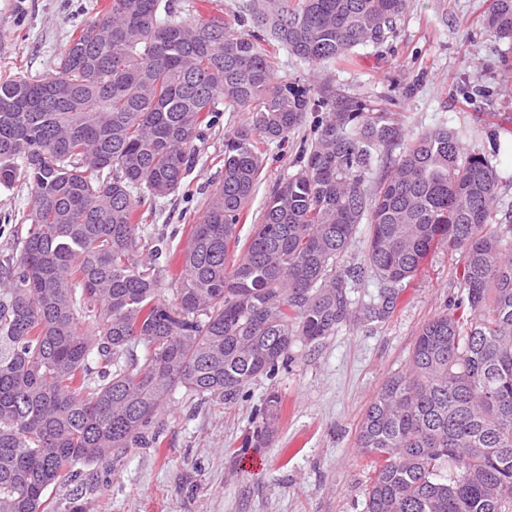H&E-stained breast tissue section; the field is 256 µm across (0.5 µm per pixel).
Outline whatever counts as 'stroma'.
I'll list each match as a JSON object with an SVG mask.
<instances>
[{"instance_id": "obj_1", "label": "stroma", "mask_w": 512, "mask_h": 512, "mask_svg": "<svg viewBox=\"0 0 512 512\" xmlns=\"http://www.w3.org/2000/svg\"><path fill=\"white\" fill-rule=\"evenodd\" d=\"M248 0H173L189 24L214 16L232 20ZM110 0H0V77L39 79L52 73L75 22L91 21ZM486 0H410L396 36L359 49L350 65L314 67L278 49L279 76L306 86L329 83L360 100L392 97L405 135L445 124L464 131L470 150L489 155L512 204V57L482 24ZM246 119L224 113L197 144L188 191L158 203L140 224L134 260H151L164 240L180 255L206 197L224 173V134ZM308 132L292 131L263 149V170L237 227L247 237L259 223L274 185L296 169ZM32 194L17 182L0 186V263L20 254ZM462 272L445 248L432 252L421 275L403 288L381 322L347 325L312 350L296 348L287 372L250 385V401L227 409L211 400L178 397L163 411L166 426L155 448H131L99 469L90 512H364L374 459L355 445L365 409L382 382L405 371L422 325L456 300ZM282 397L278 433L266 448L237 457L252 423L253 404L270 391Z\"/></svg>"}]
</instances>
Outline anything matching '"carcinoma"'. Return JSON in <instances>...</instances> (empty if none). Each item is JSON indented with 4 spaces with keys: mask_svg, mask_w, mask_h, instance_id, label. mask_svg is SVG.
I'll return each mask as SVG.
<instances>
[{
    "mask_svg": "<svg viewBox=\"0 0 512 512\" xmlns=\"http://www.w3.org/2000/svg\"><path fill=\"white\" fill-rule=\"evenodd\" d=\"M407 0H251L237 26L185 24L161 0H112L69 40L56 71L0 80V185L29 184L16 262L0 266V512H87L52 497L65 476L158 443L176 391L233 407L288 370L301 344L382 322L439 246L463 261L457 307L426 322L405 371L358 428L376 457L365 512H512V214L501 177L461 131L405 140L383 104L277 76L273 41L312 64H349L395 34ZM166 18L160 19L159 14ZM486 27L512 40V0ZM299 169L280 180L236 264L240 216L263 167L308 112ZM224 112V177L181 253L173 297L162 266L132 258L137 212L178 190L203 130ZM368 225L364 263L343 257ZM367 272L380 303L356 306ZM142 353H137V350ZM269 393L240 450L268 447Z\"/></svg>",
    "mask_w": 512,
    "mask_h": 512,
    "instance_id": "obj_1",
    "label": "carcinoma"
}]
</instances>
